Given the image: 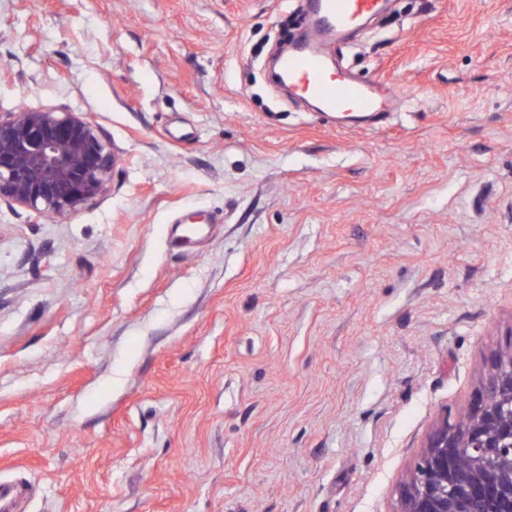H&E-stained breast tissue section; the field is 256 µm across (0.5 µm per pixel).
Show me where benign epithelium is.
I'll return each mask as SVG.
<instances>
[{
    "mask_svg": "<svg viewBox=\"0 0 512 512\" xmlns=\"http://www.w3.org/2000/svg\"><path fill=\"white\" fill-rule=\"evenodd\" d=\"M115 157L75 112L0 115V201L70 214L101 195ZM399 512H512V351L497 356L468 414L443 418L401 490Z\"/></svg>",
    "mask_w": 512,
    "mask_h": 512,
    "instance_id": "obj_1",
    "label": "benign epithelium"
}]
</instances>
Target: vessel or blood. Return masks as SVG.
Listing matches in <instances>:
<instances>
[{
    "label": "vessel or blood",
    "instance_id": "vessel-or-blood-1",
    "mask_svg": "<svg viewBox=\"0 0 512 512\" xmlns=\"http://www.w3.org/2000/svg\"><path fill=\"white\" fill-rule=\"evenodd\" d=\"M376 9V0H312V30L295 40L294 51L284 56L279 76L294 99L316 102L336 125H376L391 110V97L376 82H358L332 68L330 56L339 32L356 26Z\"/></svg>",
    "mask_w": 512,
    "mask_h": 512
}]
</instances>
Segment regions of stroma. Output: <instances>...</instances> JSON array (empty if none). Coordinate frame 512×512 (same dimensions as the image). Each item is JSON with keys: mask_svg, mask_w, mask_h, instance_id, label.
Returning <instances> with one entry per match:
<instances>
[{"mask_svg": "<svg viewBox=\"0 0 512 512\" xmlns=\"http://www.w3.org/2000/svg\"><path fill=\"white\" fill-rule=\"evenodd\" d=\"M306 2L0 0V113L117 159L71 214L0 201L18 512H398L512 345V0H393L338 54L399 106L344 130L266 72Z\"/></svg>", "mask_w": 512, "mask_h": 512, "instance_id": "1", "label": "stroma"}]
</instances>
